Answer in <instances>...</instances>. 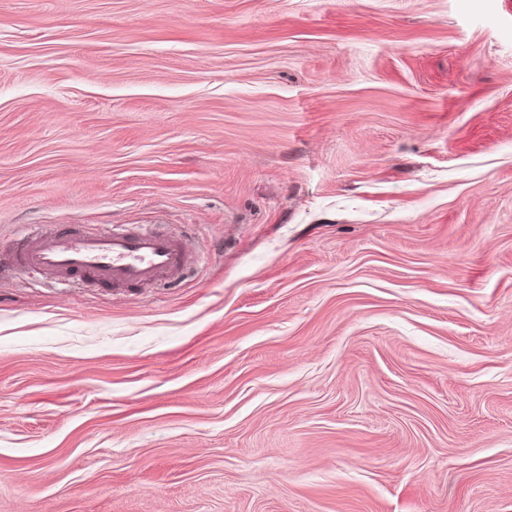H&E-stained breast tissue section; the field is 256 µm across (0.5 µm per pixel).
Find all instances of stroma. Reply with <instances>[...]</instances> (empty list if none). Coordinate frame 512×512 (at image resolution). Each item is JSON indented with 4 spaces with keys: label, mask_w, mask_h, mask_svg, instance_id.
<instances>
[{
    "label": "stroma",
    "mask_w": 512,
    "mask_h": 512,
    "mask_svg": "<svg viewBox=\"0 0 512 512\" xmlns=\"http://www.w3.org/2000/svg\"><path fill=\"white\" fill-rule=\"evenodd\" d=\"M0 512H512V0H0ZM195 261L192 249L173 236L148 227L130 232L112 224L94 233L29 231L0 248L1 272L8 267L58 280L78 275L112 289L168 285Z\"/></svg>",
    "instance_id": "35a3bbf8"
}]
</instances>
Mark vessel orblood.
Returning <instances> with one entry per match:
<instances>
[{
    "label": "vessel or blood",
    "mask_w": 512,
    "mask_h": 512,
    "mask_svg": "<svg viewBox=\"0 0 512 512\" xmlns=\"http://www.w3.org/2000/svg\"><path fill=\"white\" fill-rule=\"evenodd\" d=\"M195 261L184 242L148 227L136 232L117 226L94 233L29 231L0 248V270L60 279L76 275L112 289L170 284Z\"/></svg>",
    "instance_id": "1"
}]
</instances>
